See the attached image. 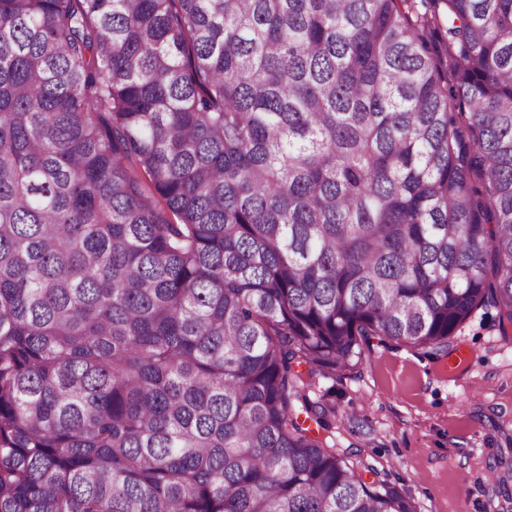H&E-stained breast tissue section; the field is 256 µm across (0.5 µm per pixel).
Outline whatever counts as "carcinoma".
I'll use <instances>...</instances> for the list:
<instances>
[{
  "label": "carcinoma",
  "instance_id": "obj_1",
  "mask_svg": "<svg viewBox=\"0 0 512 512\" xmlns=\"http://www.w3.org/2000/svg\"><path fill=\"white\" fill-rule=\"evenodd\" d=\"M488 307L512 0H0V512H417L296 367Z\"/></svg>",
  "mask_w": 512,
  "mask_h": 512
}]
</instances>
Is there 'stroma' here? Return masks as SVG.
Wrapping results in <instances>:
<instances>
[{"label":"stroma","instance_id":"obj_1","mask_svg":"<svg viewBox=\"0 0 512 512\" xmlns=\"http://www.w3.org/2000/svg\"><path fill=\"white\" fill-rule=\"evenodd\" d=\"M497 323L478 310L439 352L368 337L355 369L306 387L327 421L313 436L418 512H512V335Z\"/></svg>","mask_w":512,"mask_h":512}]
</instances>
